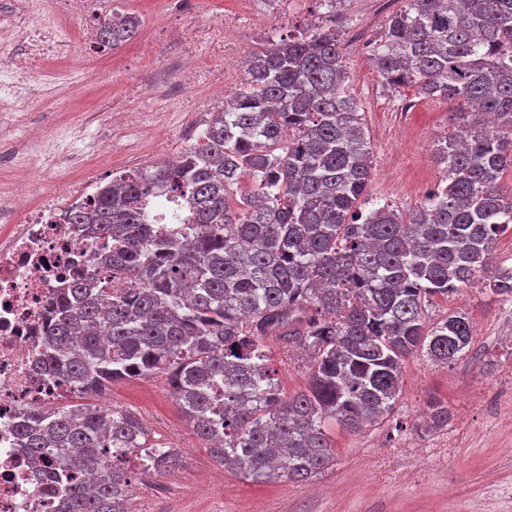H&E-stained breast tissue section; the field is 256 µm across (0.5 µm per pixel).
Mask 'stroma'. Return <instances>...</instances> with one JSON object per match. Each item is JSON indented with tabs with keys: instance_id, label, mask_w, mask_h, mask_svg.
<instances>
[{
	"instance_id": "35a3bbf8",
	"label": "stroma",
	"mask_w": 512,
	"mask_h": 512,
	"mask_svg": "<svg viewBox=\"0 0 512 512\" xmlns=\"http://www.w3.org/2000/svg\"><path fill=\"white\" fill-rule=\"evenodd\" d=\"M135 41L116 49H95L87 67L95 80L81 81L77 67L56 66L37 77L22 78L12 106H0V186L23 176L62 189L78 178L81 161L108 143L113 170L131 164L150 167L187 148L195 127L191 113H165L150 130L129 136L112 128L109 114L134 95L146 107L162 106V88L142 71L125 66ZM352 79L364 80L359 106L374 152L368 191L401 211L415 208L443 184L434 142L449 130L456 101L427 98L414 86L388 87L378 73L367 74L358 59L347 62ZM58 90L63 101L47 109L24 111L30 85ZM413 110L396 116V104ZM462 313L473 323L469 350L454 364L442 365L417 355L403 364V384L390 418L353 433L330 425L336 459L315 477L294 483H255L224 471L188 426L170 393L166 377L112 384V405L135 414L152 437L176 450V464L154 473L151 484L135 475L131 512H512V500L492 493V482L512 483V423L494 420L481 394L496 382L512 379V307L479 286L435 298L430 322ZM271 362L284 395L306 390V360L296 351L272 346ZM448 405L452 417L437 437L455 433L460 444L448 462L424 459L421 417L430 400ZM389 456L398 479L380 482L374 466Z\"/></svg>"
}]
</instances>
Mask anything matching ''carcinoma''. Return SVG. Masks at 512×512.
Wrapping results in <instances>:
<instances>
[{
    "mask_svg": "<svg viewBox=\"0 0 512 512\" xmlns=\"http://www.w3.org/2000/svg\"><path fill=\"white\" fill-rule=\"evenodd\" d=\"M376 57L382 80L475 105L437 139L447 184L403 213L367 206L373 151L334 31L286 35L249 61L247 80L174 164L112 179L75 224L110 244L96 270L53 303L43 372L76 400L31 408L16 425L38 459L70 449L55 474L64 512H129L121 462L176 463L133 413L90 403L112 383L164 373L172 397L224 470L254 482L308 480L333 465L324 429L387 418L402 365L471 344L462 313L427 327V307L475 283L512 301V272L489 257L512 227V0H406ZM132 15L103 23L100 46L131 40ZM247 191L231 200L244 178ZM189 224L149 223L156 186ZM118 275L139 284L111 287ZM309 352V386L283 396L269 344ZM428 427L448 424L441 402Z\"/></svg>",
    "mask_w": 512,
    "mask_h": 512,
    "instance_id": "carcinoma-1",
    "label": "carcinoma"
}]
</instances>
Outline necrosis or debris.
<instances>
[{
    "instance_id": "obj_1",
    "label": "necrosis or debris",
    "mask_w": 512,
    "mask_h": 512,
    "mask_svg": "<svg viewBox=\"0 0 512 512\" xmlns=\"http://www.w3.org/2000/svg\"><path fill=\"white\" fill-rule=\"evenodd\" d=\"M299 0H244L240 8L202 13L198 0H166L139 41L135 57L151 80L176 66L178 91L167 94L168 112H194L199 119L221 110L245 77L254 44L278 38ZM121 0H22V21L0 24V51L12 42L24 48L0 65V88L37 67L86 59L99 42L102 21ZM96 160L82 165V178L62 192L23 178L0 192V512H58L60 500L20 448L14 425L33 406L61 403L42 372L44 329L50 303L74 273L90 269L102 240L69 215L89 202L101 185Z\"/></svg>"
}]
</instances>
